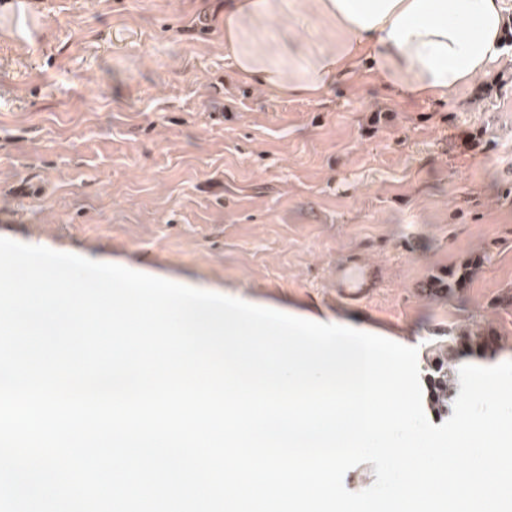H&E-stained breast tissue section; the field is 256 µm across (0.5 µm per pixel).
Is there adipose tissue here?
I'll return each instance as SVG.
<instances>
[{
	"label": "adipose tissue",
	"mask_w": 512,
	"mask_h": 512,
	"mask_svg": "<svg viewBox=\"0 0 512 512\" xmlns=\"http://www.w3.org/2000/svg\"><path fill=\"white\" fill-rule=\"evenodd\" d=\"M340 30L335 49L289 70L242 38L244 21L273 14V0H226L224 46L240 77L281 96L321 98L365 68L394 97H443L487 73L512 19L503 0H318Z\"/></svg>",
	"instance_id": "obj_1"
}]
</instances>
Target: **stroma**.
Segmentation results:
<instances>
[{
	"label": "stroma",
	"mask_w": 512,
	"mask_h": 512,
	"mask_svg": "<svg viewBox=\"0 0 512 512\" xmlns=\"http://www.w3.org/2000/svg\"><path fill=\"white\" fill-rule=\"evenodd\" d=\"M246 21L304 62L316 0ZM224 0H0V237L390 340L512 353V47L436 100L372 76L281 98L225 57ZM483 264L452 295L431 276ZM370 264L350 301L336 276Z\"/></svg>",
	"instance_id": "stroma-1"
}]
</instances>
